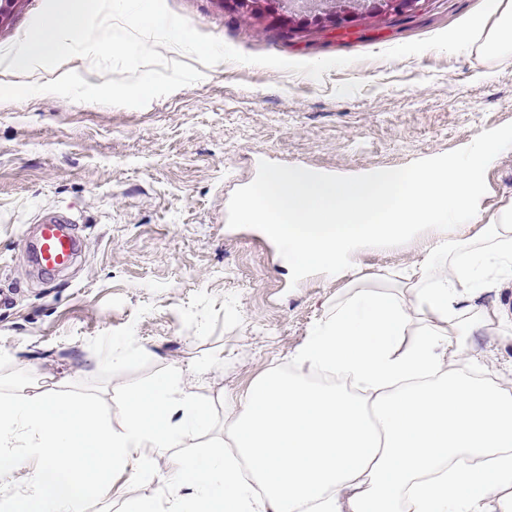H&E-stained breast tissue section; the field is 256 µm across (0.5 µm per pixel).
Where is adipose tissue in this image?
Returning a JSON list of instances; mask_svg holds the SVG:
<instances>
[{"mask_svg": "<svg viewBox=\"0 0 512 512\" xmlns=\"http://www.w3.org/2000/svg\"><path fill=\"white\" fill-rule=\"evenodd\" d=\"M510 151L511 130L479 138L452 172H270L239 208L286 242L301 268L400 242L416 225L484 229L413 264L409 292L359 288L337 302L292 354L296 374L225 395L234 453L193 450L213 429L187 387L207 360L119 392L116 426L89 396L25 385L0 394V474L26 482L0 512H92L114 474L155 478L151 448L167 456L169 495L127 512H512V386L460 369L473 330L512 337L499 309L470 307L512 285V203L485 220L477 192L484 169Z\"/></svg>", "mask_w": 512, "mask_h": 512, "instance_id": "1", "label": "adipose tissue"}]
</instances>
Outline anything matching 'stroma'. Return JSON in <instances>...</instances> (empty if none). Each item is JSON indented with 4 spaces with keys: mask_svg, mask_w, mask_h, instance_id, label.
Listing matches in <instances>:
<instances>
[{
    "mask_svg": "<svg viewBox=\"0 0 512 512\" xmlns=\"http://www.w3.org/2000/svg\"><path fill=\"white\" fill-rule=\"evenodd\" d=\"M483 0H420L401 15L321 27L292 11L289 26L226 0H166L199 32L237 51L290 61L351 58L315 80L258 65L207 67L200 81L142 108L77 103L49 94L0 102V388L33 381L94 398L119 422L113 397L177 365L222 357L191 380L216 426L224 396L259 377L293 372L291 355L337 301L381 285L460 227L410 233L396 246L355 252L329 268L296 269L288 248L237 203L273 170L357 178L387 169L454 166L482 136L512 129V50L484 40L459 54L382 53L446 31ZM492 216L512 200V152L483 172ZM78 226L81 254L66 272L37 274L23 243L47 215ZM135 355L113 368V351ZM494 358L486 376L512 379V339L482 330L464 355ZM163 481L118 476L100 512L162 497Z\"/></svg>",
    "mask_w": 512,
    "mask_h": 512,
    "instance_id": "obj_1",
    "label": "stroma"
}]
</instances>
